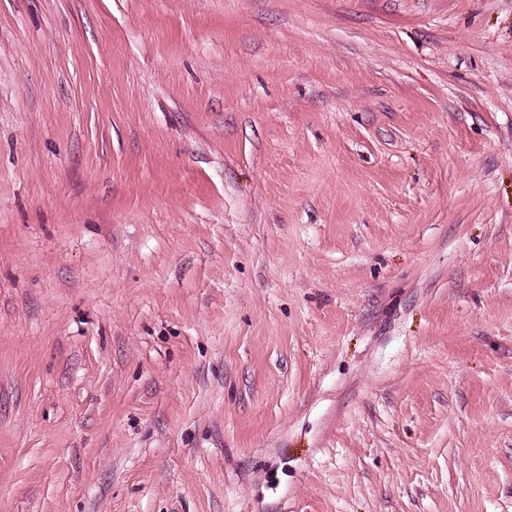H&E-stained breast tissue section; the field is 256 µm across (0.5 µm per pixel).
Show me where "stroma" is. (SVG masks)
Listing matches in <instances>:
<instances>
[{
	"mask_svg": "<svg viewBox=\"0 0 512 512\" xmlns=\"http://www.w3.org/2000/svg\"><path fill=\"white\" fill-rule=\"evenodd\" d=\"M0 512H512V0H0Z\"/></svg>",
	"mask_w": 512,
	"mask_h": 512,
	"instance_id": "stroma-1",
	"label": "stroma"
}]
</instances>
